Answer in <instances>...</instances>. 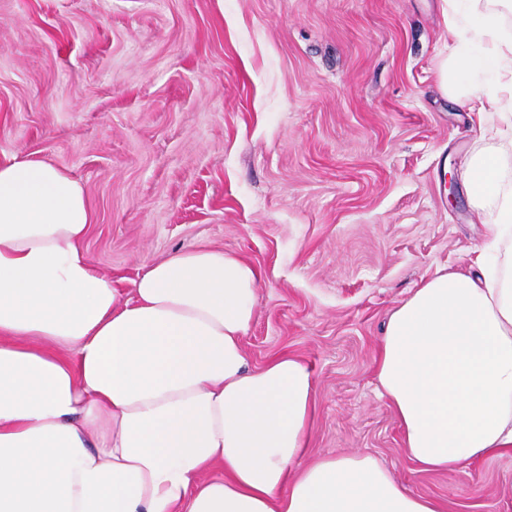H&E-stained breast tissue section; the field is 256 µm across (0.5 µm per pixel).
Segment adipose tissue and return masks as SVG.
<instances>
[{
    "mask_svg": "<svg viewBox=\"0 0 512 512\" xmlns=\"http://www.w3.org/2000/svg\"><path fill=\"white\" fill-rule=\"evenodd\" d=\"M446 93L512 130V0H449ZM512 133L466 185L512 240ZM82 186L38 159L0 165V512H442L376 459L305 468L316 377L250 367L258 270L199 244L153 261L131 296L89 261ZM421 469L512 450V249L422 281L375 365Z\"/></svg>",
    "mask_w": 512,
    "mask_h": 512,
    "instance_id": "obj_1",
    "label": "adipose tissue"
}]
</instances>
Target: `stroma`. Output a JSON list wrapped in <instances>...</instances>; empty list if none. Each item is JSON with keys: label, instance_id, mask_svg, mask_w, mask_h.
Masks as SVG:
<instances>
[{"label": "stroma", "instance_id": "1", "mask_svg": "<svg viewBox=\"0 0 512 512\" xmlns=\"http://www.w3.org/2000/svg\"><path fill=\"white\" fill-rule=\"evenodd\" d=\"M446 0H0V164L83 187L92 263L130 294L200 243L261 274L253 367L313 368L310 459L370 455L443 512H512V451L451 472L405 453L376 394L390 314L493 234L465 171L491 149L447 95Z\"/></svg>", "mask_w": 512, "mask_h": 512}]
</instances>
